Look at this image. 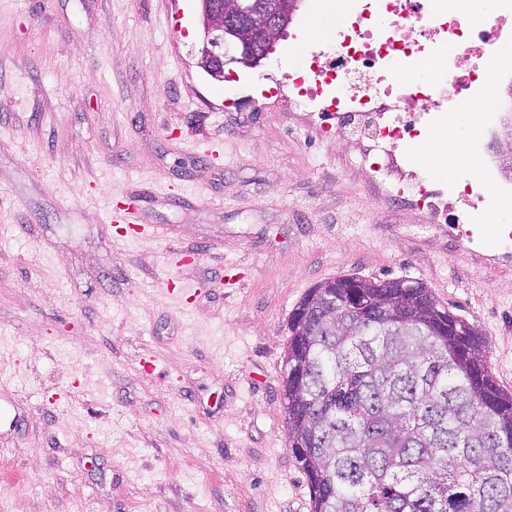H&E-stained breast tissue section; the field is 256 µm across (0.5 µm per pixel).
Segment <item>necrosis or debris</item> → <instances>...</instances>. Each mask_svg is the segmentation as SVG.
I'll return each mask as SVG.
<instances>
[{
    "label": "necrosis or debris",
    "mask_w": 512,
    "mask_h": 512,
    "mask_svg": "<svg viewBox=\"0 0 512 512\" xmlns=\"http://www.w3.org/2000/svg\"><path fill=\"white\" fill-rule=\"evenodd\" d=\"M511 38L512 0L482 25L473 10L449 9L447 0H350L346 23L316 32L308 65L289 69L292 93L281 105L370 131L363 163L374 181L415 205L427 223L467 224L485 189L454 175L431 183L398 147L427 128L447 127L467 104L480 106L479 124L492 137L497 113L512 112V93L483 105L484 60ZM427 58L439 64L434 79L407 84L405 73Z\"/></svg>",
    "instance_id": "4bbe7bcc"
}]
</instances>
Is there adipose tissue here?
Masks as SVG:
<instances>
[{
	"label": "adipose tissue",
	"instance_id": "ef3b65f1",
	"mask_svg": "<svg viewBox=\"0 0 512 512\" xmlns=\"http://www.w3.org/2000/svg\"><path fill=\"white\" fill-rule=\"evenodd\" d=\"M473 114L470 108L460 111L447 130L435 132L415 144L416 153L434 174L445 175L461 165L475 164V134L470 129Z\"/></svg>",
	"mask_w": 512,
	"mask_h": 512
}]
</instances>
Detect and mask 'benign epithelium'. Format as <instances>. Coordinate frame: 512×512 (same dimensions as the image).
I'll use <instances>...</instances> for the list:
<instances>
[{"instance_id":"7a95c632","label":"benign epithelium","mask_w":512,"mask_h":512,"mask_svg":"<svg viewBox=\"0 0 512 512\" xmlns=\"http://www.w3.org/2000/svg\"><path fill=\"white\" fill-rule=\"evenodd\" d=\"M204 38L197 65L213 79L226 78L225 67L261 66L283 36L300 0H272L267 9L247 14L241 0H200Z\"/></svg>"}]
</instances>
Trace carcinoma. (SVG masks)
<instances>
[{
  "label": "carcinoma",
  "mask_w": 512,
  "mask_h": 512,
  "mask_svg": "<svg viewBox=\"0 0 512 512\" xmlns=\"http://www.w3.org/2000/svg\"><path fill=\"white\" fill-rule=\"evenodd\" d=\"M404 280L337 277L289 320L288 445L313 512H512V392Z\"/></svg>",
  "instance_id": "carcinoma-1"
}]
</instances>
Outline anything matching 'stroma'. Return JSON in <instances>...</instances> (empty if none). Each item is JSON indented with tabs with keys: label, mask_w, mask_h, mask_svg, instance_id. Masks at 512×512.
I'll return each mask as SVG.
<instances>
[{
	"label": "stroma",
	"mask_w": 512,
	"mask_h": 512,
	"mask_svg": "<svg viewBox=\"0 0 512 512\" xmlns=\"http://www.w3.org/2000/svg\"><path fill=\"white\" fill-rule=\"evenodd\" d=\"M333 2L220 82L199 0H0V512H312L282 376L328 278L424 283L512 391V264L390 200L365 137L262 99ZM132 195L158 235L112 223Z\"/></svg>",
	"instance_id": "stroma-1"
}]
</instances>
